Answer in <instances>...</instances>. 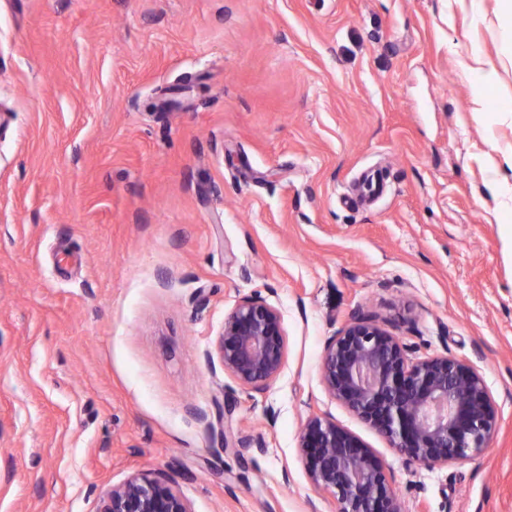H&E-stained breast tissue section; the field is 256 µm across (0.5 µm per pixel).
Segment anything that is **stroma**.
<instances>
[{
  "instance_id": "1",
  "label": "stroma",
  "mask_w": 512,
  "mask_h": 512,
  "mask_svg": "<svg viewBox=\"0 0 512 512\" xmlns=\"http://www.w3.org/2000/svg\"><path fill=\"white\" fill-rule=\"evenodd\" d=\"M501 6L0 0V512H96L155 470L193 512H337L299 451L315 413L407 512H512ZM246 296L286 334L262 394L212 359ZM360 310L480 370L484 452L418 466L328 394L324 347Z\"/></svg>"
}]
</instances>
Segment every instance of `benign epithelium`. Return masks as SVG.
I'll return each mask as SVG.
<instances>
[{"instance_id": "obj_1", "label": "benign epithelium", "mask_w": 512, "mask_h": 512, "mask_svg": "<svg viewBox=\"0 0 512 512\" xmlns=\"http://www.w3.org/2000/svg\"><path fill=\"white\" fill-rule=\"evenodd\" d=\"M218 361L239 385L265 392L282 372L286 338L279 311L247 296L225 317ZM329 394L428 469L480 454L496 429L484 376L451 354L413 359L410 347L375 315L360 311L325 345L320 366ZM300 452L311 484L339 512H404L384 462L328 417L302 428ZM96 512H193L162 471L134 474L106 491Z\"/></svg>"}]
</instances>
